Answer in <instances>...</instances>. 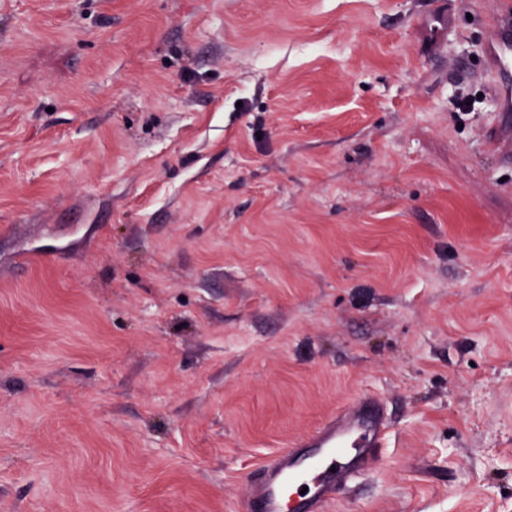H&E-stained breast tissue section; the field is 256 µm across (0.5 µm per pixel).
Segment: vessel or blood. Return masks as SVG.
<instances>
[{"label": "vessel or blood", "mask_w": 512, "mask_h": 512, "mask_svg": "<svg viewBox=\"0 0 512 512\" xmlns=\"http://www.w3.org/2000/svg\"><path fill=\"white\" fill-rule=\"evenodd\" d=\"M483 48L498 121L484 133L502 162L512 164V0H492ZM389 421L379 398L364 394L291 448L266 460L246 512H326L336 489L362 476L386 446Z\"/></svg>", "instance_id": "obj_1"}]
</instances>
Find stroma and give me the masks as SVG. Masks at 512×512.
Masks as SVG:
<instances>
[{
  "mask_svg": "<svg viewBox=\"0 0 512 512\" xmlns=\"http://www.w3.org/2000/svg\"><path fill=\"white\" fill-rule=\"evenodd\" d=\"M489 5L0 0V512H243L361 394L328 512H512Z\"/></svg>",
  "mask_w": 512,
  "mask_h": 512,
  "instance_id": "1",
  "label": "stroma"
}]
</instances>
